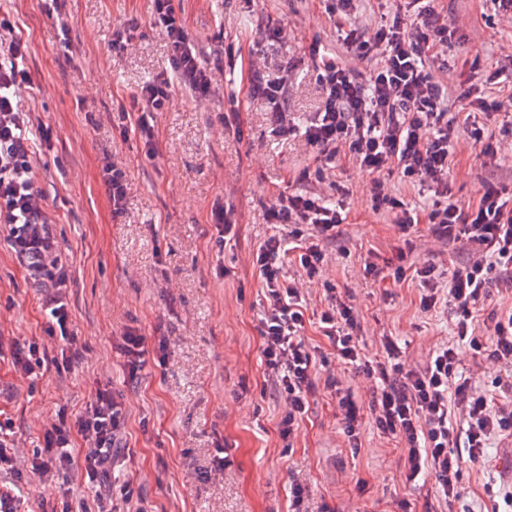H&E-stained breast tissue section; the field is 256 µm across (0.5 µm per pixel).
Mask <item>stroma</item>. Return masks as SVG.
<instances>
[{
    "mask_svg": "<svg viewBox=\"0 0 512 512\" xmlns=\"http://www.w3.org/2000/svg\"><path fill=\"white\" fill-rule=\"evenodd\" d=\"M190 32L203 52L233 44L255 51L263 74L276 78L292 63L297 75L288 90L295 123L307 124L321 106L311 48L321 43L346 55L337 40L326 0H184ZM449 20L462 24L465 41L448 50V109L459 111L473 60L483 67L512 69V13L493 0H443ZM14 15L31 46L34 84L27 100L49 126L52 138L38 145L36 172L52 231L71 266L67 301L72 323L87 349L63 373L28 379L13 367L16 344L45 340L50 355L61 342L44 337L43 293L0 237V416L11 419L18 444L32 450L59 408L79 412L93 380L121 394L128 409L125 439L134 462L110 471L103 482L75 486L85 500L118 492L123 482L141 483L149 512H288V487L302 475L318 512H427L435 505V477L405 480L394 442L380 437L363 417L361 446L351 450L336 417V401L320 391L310 400L296 436L284 443L277 430L279 407L260 396L266 379L258 328L264 315L263 288L249 254L273 233L265 207L280 191L296 188L298 174L312 164L305 142L279 141L267 106L246 101L238 128L222 127L234 86L217 87L208 106L180 92L170 111L159 113L163 142L153 159L136 139L112 136V103L170 67L165 43L146 32L133 50L112 51V31L123 19L146 17L150 0H60L70 22L61 41L41 0H0ZM281 23L275 44L260 41V21ZM86 100L89 111L76 109ZM126 159L129 203L113 219L98 178L102 150ZM512 186V154L483 165L458 147L448 173L456 200L476 201L485 179ZM336 180L351 190L344 234L327 247V273L358 309L368 354L380 339H397L402 359L419 362L450 338V315L421 312L413 281L372 283L360 268L368 253L398 265L404 237L391 216L374 212L368 172L340 158ZM231 204L239 227L225 250H217L210 212ZM235 258L236 279L220 275L224 258ZM127 326L145 333L161 329L169 343L164 366L147 364L129 379L114 343ZM227 441L230 464L211 471L217 441ZM512 453V437L492 440L484 458L465 462L457 512H512L506 495L512 474L501 463Z\"/></svg>",
    "mask_w": 512,
    "mask_h": 512,
    "instance_id": "1",
    "label": "stroma"
}]
</instances>
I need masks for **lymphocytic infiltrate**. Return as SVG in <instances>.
<instances>
[{"label": "lymphocytic infiltrate", "instance_id": "obj_1", "mask_svg": "<svg viewBox=\"0 0 512 512\" xmlns=\"http://www.w3.org/2000/svg\"><path fill=\"white\" fill-rule=\"evenodd\" d=\"M438 2L394 0L392 10L377 24L360 28L350 21L353 0H336L330 12L336 17L339 41L354 59L373 61L374 66L361 82L354 68L313 46L315 80L323 101L306 125L296 124L285 112L293 65L283 66L273 80L250 65L246 96L266 103L280 140L303 139L314 153L313 165L298 176L302 188L279 192L266 206V221L275 231L252 254L265 305L259 329L262 356L282 405L279 435L285 441L294 437L310 397L323 389L337 399L342 432L350 445L359 443V410L351 389L337 375L320 374L303 336L306 286L317 282L325 301L320 329L334 346L338 362L355 367L367 381L376 430L403 449L406 480L432 472L438 498L451 507L459 497L464 460L481 459L492 439L512 435V403L504 401L512 396V310L484 309L491 289L512 288V192L488 181L477 202L460 203L448 182L449 156L451 148L464 143L482 161L501 158L512 130L487 133L484 117L505 105L488 100L484 87L501 80L511 84L512 73L495 69L485 84L469 86L464 116L449 113L447 89L438 74L448 68L449 45L461 40L463 33L438 11ZM148 29L163 38L170 69L144 82L129 101H116L112 129L121 139L136 137L144 156L152 159L161 152L158 114L169 111L182 90L189 91L196 105L209 104L224 79V67L199 50L181 0H151L146 18L119 22L112 33L113 53L133 49ZM29 54L30 44L10 12L0 11V225L29 276L49 290L45 333L65 341L57 364L64 370L82 358L86 346L72 328L66 300L71 271L49 229L53 219L37 183L35 147L49 141L50 129L24 104L33 84ZM344 150L372 176L373 210L392 213L401 233L423 221L433 241L469 249L467 259L446 273L429 260L383 266L373 252L363 262L366 279L416 281L422 312L451 308L453 339L433 350L424 364L403 361L389 336L380 341V355L368 356L357 308L326 274L324 246L340 236L350 190L338 181L328 182L325 193L305 190L304 185L327 182V172L335 169ZM128 173L126 162L103 154L100 176L116 218L128 211ZM394 176L427 193L428 203L418 209L397 198L389 184ZM292 250L302 271L297 278L284 273L283 260ZM461 345L498 366L492 388L460 372ZM117 348L133 380L147 358L165 364L169 346L166 337L152 338L126 327ZM126 419L122 396L101 383L94 385L80 413L57 411L43 431L41 445L26 460L30 474L57 477L63 489L61 504H42V512H147L145 507H133L138 491L130 483L122 487L118 502L103 495L91 504L73 497L74 478L97 483L112 465L132 459V450L122 445Z\"/></svg>", "mask_w": 512, "mask_h": 512}]
</instances>
